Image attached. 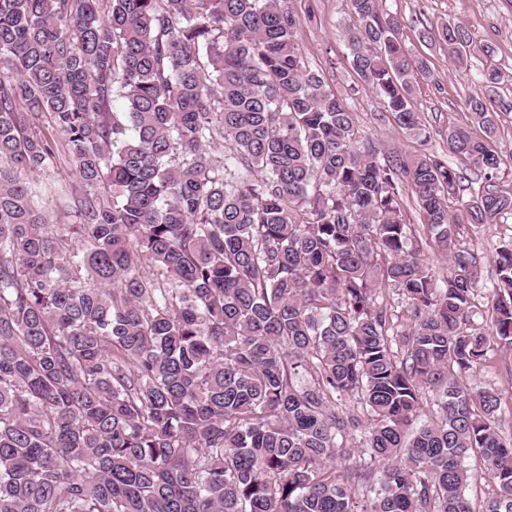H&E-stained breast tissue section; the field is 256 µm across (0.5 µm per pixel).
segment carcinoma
<instances>
[{
  "mask_svg": "<svg viewBox=\"0 0 512 512\" xmlns=\"http://www.w3.org/2000/svg\"><path fill=\"white\" fill-rule=\"evenodd\" d=\"M347 2L377 120L428 141L426 59L382 0ZM295 33L285 0H0V512H512L500 397L466 382L512 354V238L477 327L461 173L360 138ZM422 38L467 60L459 23ZM500 106L471 95L445 133L482 174L471 224L512 212ZM59 144L77 187L49 178ZM358 453L380 475L336 470Z\"/></svg>",
  "mask_w": 512,
  "mask_h": 512,
  "instance_id": "obj_1",
  "label": "carcinoma"
}]
</instances>
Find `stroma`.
I'll return each mask as SVG.
<instances>
[{
    "label": "stroma",
    "instance_id": "35a3bbf8",
    "mask_svg": "<svg viewBox=\"0 0 512 512\" xmlns=\"http://www.w3.org/2000/svg\"><path fill=\"white\" fill-rule=\"evenodd\" d=\"M296 19V39L306 62L321 72L330 88L355 113L362 135L383 149L415 154H440L445 150L448 126L466 123L468 96L490 94L512 101V0H383V8L402 22L403 39L412 52L427 58L428 68L413 89V101L422 123L431 132L427 144L404 137L395 127L377 122L382 110L379 98L364 88L347 60L344 24L348 18L346 0H288ZM462 24L472 45L464 65L454 64L447 52L422 42L425 28L445 22ZM495 65L502 79L486 88L481 74ZM512 237V214L495 224H466L461 242L478 257V298L476 325H483V312L490 304L486 290L495 277L494 246ZM477 388L495 390L502 398L498 417L501 433L512 437V358L491 355L483 367L467 379Z\"/></svg>",
    "mask_w": 512,
    "mask_h": 512
}]
</instances>
